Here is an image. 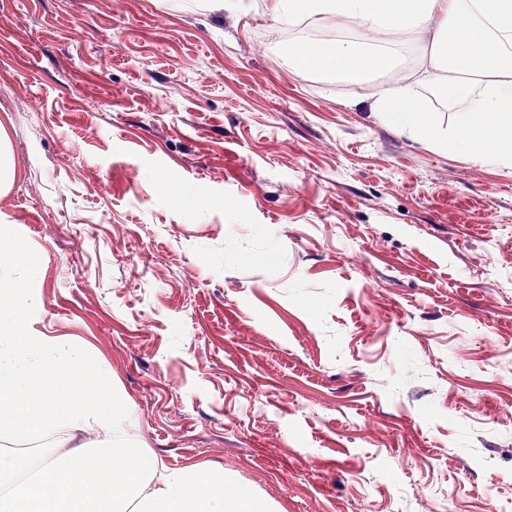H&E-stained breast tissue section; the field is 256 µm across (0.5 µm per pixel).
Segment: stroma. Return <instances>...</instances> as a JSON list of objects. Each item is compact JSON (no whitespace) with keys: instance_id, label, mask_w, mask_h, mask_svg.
I'll return each instance as SVG.
<instances>
[{"instance_id":"stroma-1","label":"stroma","mask_w":512,"mask_h":512,"mask_svg":"<svg viewBox=\"0 0 512 512\" xmlns=\"http://www.w3.org/2000/svg\"><path fill=\"white\" fill-rule=\"evenodd\" d=\"M276 6L0 0L40 329L138 447L274 512H512V168L288 66L297 33L366 36Z\"/></svg>"}]
</instances>
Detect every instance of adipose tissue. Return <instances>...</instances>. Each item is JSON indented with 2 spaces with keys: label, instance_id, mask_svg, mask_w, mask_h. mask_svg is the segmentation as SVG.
Wrapping results in <instances>:
<instances>
[{
  "label": "adipose tissue",
  "instance_id": "obj_1",
  "mask_svg": "<svg viewBox=\"0 0 512 512\" xmlns=\"http://www.w3.org/2000/svg\"><path fill=\"white\" fill-rule=\"evenodd\" d=\"M278 7L284 24L304 13L385 40L425 43L413 81L379 86L377 112L426 133L417 89L463 102L465 116L442 147L512 167V0H278ZM282 53L325 79L353 84L369 80L368 59L387 71L396 63L359 42L317 45L302 34ZM13 239L11 225L1 224L0 278L8 286L0 290V435L25 441L64 431L87 440L45 458L33 481L17 480L21 459L0 448V512H273L232 474L170 469L130 447L134 411L92 368L89 353L37 330L40 260Z\"/></svg>",
  "mask_w": 512,
  "mask_h": 512
}]
</instances>
